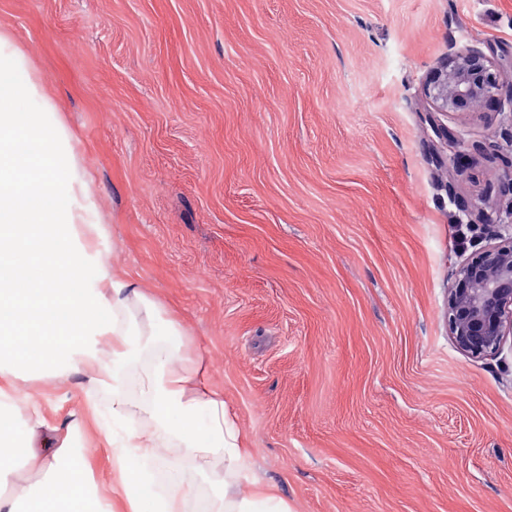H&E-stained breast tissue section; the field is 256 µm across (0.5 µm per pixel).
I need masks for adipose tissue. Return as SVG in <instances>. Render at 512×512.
Listing matches in <instances>:
<instances>
[{
  "mask_svg": "<svg viewBox=\"0 0 512 512\" xmlns=\"http://www.w3.org/2000/svg\"><path fill=\"white\" fill-rule=\"evenodd\" d=\"M0 52V512H185L192 494L159 493L145 464L170 448L200 470L223 459L237 481L250 450L206 376L183 370L181 320L103 249L105 224L75 206L91 184L42 81ZM77 382L78 407L51 391ZM139 414L150 429L128 428ZM94 454H86V447ZM47 479L21 499L18 463ZM112 473L111 485L96 478ZM214 512H288L271 487L223 495Z\"/></svg>",
  "mask_w": 512,
  "mask_h": 512,
  "instance_id": "1",
  "label": "adipose tissue"
}]
</instances>
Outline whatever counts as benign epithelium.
I'll list each match as a JSON object with an SVG mask.
<instances>
[{
  "label": "benign epithelium",
  "mask_w": 512,
  "mask_h": 512,
  "mask_svg": "<svg viewBox=\"0 0 512 512\" xmlns=\"http://www.w3.org/2000/svg\"><path fill=\"white\" fill-rule=\"evenodd\" d=\"M503 77L482 51L457 52L424 83L429 111L469 113L484 105L500 104ZM478 218L496 242L463 261L448 286V332L454 346L473 358L497 354L512 336V224L503 230L484 212Z\"/></svg>",
  "instance_id": "1"
}]
</instances>
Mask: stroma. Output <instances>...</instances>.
I'll list each match as a JSON object with an SVG mask.
<instances>
[{
    "label": "stroma",
    "mask_w": 512,
    "mask_h": 512,
    "mask_svg": "<svg viewBox=\"0 0 512 512\" xmlns=\"http://www.w3.org/2000/svg\"><path fill=\"white\" fill-rule=\"evenodd\" d=\"M91 174L119 272L175 308L290 512H512V348L448 336L512 123L433 114L465 47L512 63V0H0ZM446 126L453 141L437 139ZM168 461L194 498L211 474Z\"/></svg>",
    "instance_id": "stroma-1"
}]
</instances>
